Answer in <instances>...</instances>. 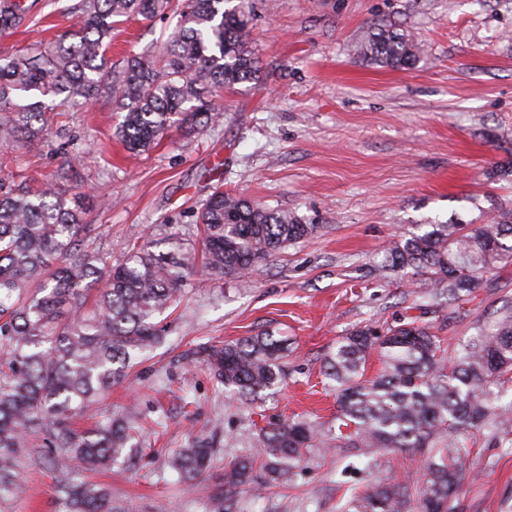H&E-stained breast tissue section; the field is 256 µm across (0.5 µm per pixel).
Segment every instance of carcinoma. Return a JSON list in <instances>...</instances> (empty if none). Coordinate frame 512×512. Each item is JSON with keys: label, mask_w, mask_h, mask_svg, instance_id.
<instances>
[{"label": "carcinoma", "mask_w": 512, "mask_h": 512, "mask_svg": "<svg viewBox=\"0 0 512 512\" xmlns=\"http://www.w3.org/2000/svg\"><path fill=\"white\" fill-rule=\"evenodd\" d=\"M77 0L67 7L70 28L48 44H33L0 62V148L54 134L47 114L58 108L112 101L122 113L118 135L147 152L175 125L215 123L223 92L259 79L248 49L247 3L238 0ZM25 0H0V33L28 19ZM172 15L177 23L158 56H136L121 68L106 55L112 30L134 17ZM357 53L406 69L424 53L413 35L373 27ZM57 178L30 191L0 176V512L22 491L24 453L38 449L51 469L65 512H122L100 483L81 476L126 455L127 421L109 420L79 432L72 419L112 385L121 383L136 354L162 343L168 330L157 315L183 294L192 258L174 235L172 250L133 247L112 263L86 223L80 194L60 190ZM315 225L216 188L198 212L204 269L246 276L274 253L313 234ZM512 263V212L482 224H417L387 249L383 275L426 277L448 296L474 295ZM285 341L271 332L200 353L224 389L251 400L283 376ZM382 370L365 377L371 353ZM338 413L327 438L306 421L276 423L259 436L273 458L269 476L291 472L307 448H356L368 455L428 449L425 483H375L353 492L342 512H454L467 440L489 424L512 426V311L479 328L461 354L446 363L429 327L413 319L383 331L364 325L341 337L325 359ZM213 444L200 440L170 460L188 480L205 470ZM253 460L224 472L225 495L251 478Z\"/></svg>", "instance_id": "obj_1"}]
</instances>
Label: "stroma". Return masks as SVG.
<instances>
[{
	"instance_id": "35a3bbf8",
	"label": "stroma",
	"mask_w": 512,
	"mask_h": 512,
	"mask_svg": "<svg viewBox=\"0 0 512 512\" xmlns=\"http://www.w3.org/2000/svg\"><path fill=\"white\" fill-rule=\"evenodd\" d=\"M72 0H34L33 17L0 34V55L49 41L69 27ZM249 46L257 82L223 95L222 121L174 129L149 153L130 154L115 133L110 102L54 117L64 137L15 144L0 172H20L31 188L62 164L87 193L86 221L105 251L175 234L192 244L198 210L215 185L315 225L301 242L270 257L247 278L195 267L164 345L139 353L128 377L86 408L81 427L121 417L137 448L112 469L90 472L113 502L133 512H338L345 493L376 481L421 485L426 457L416 450L376 459L353 448H312L282 481L269 480L262 428L284 419L326 430L336 396L324 374L336 342L355 327L383 329L418 318L447 357H456L479 323L512 307V266L475 295L433 296L425 277H382L387 245L432 219L512 212V0H249ZM413 34L424 54L409 69L357 57L368 28ZM167 17L132 19L114 31L113 63L163 50ZM265 331L286 337L282 385L260 399L225 396L200 349ZM213 438L210 467L192 481L169 455ZM253 461V479L225 503L217 493L235 461ZM455 512H512V442L497 426L481 431L463 462ZM13 512H63L51 474L30 460L20 470Z\"/></svg>"
}]
</instances>
